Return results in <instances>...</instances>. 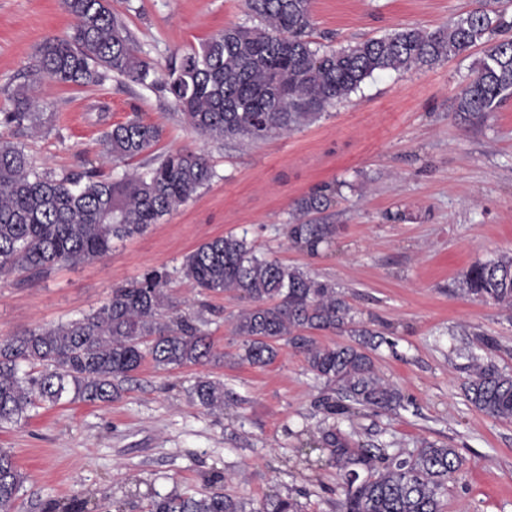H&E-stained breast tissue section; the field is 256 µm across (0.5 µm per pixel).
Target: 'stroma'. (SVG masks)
<instances>
[{
	"instance_id": "35a3bbf8",
	"label": "stroma",
	"mask_w": 512,
	"mask_h": 512,
	"mask_svg": "<svg viewBox=\"0 0 512 512\" xmlns=\"http://www.w3.org/2000/svg\"><path fill=\"white\" fill-rule=\"evenodd\" d=\"M482 2L500 12L501 37L512 38V0H311L309 38L336 49L401 28L433 29ZM109 3L161 73L172 55L254 23L244 0ZM71 25L61 0H0V112L12 109L39 44ZM483 55L479 45L431 68L374 75L313 124L259 143L200 139L171 97L123 78L35 86L46 124L19 141L43 168L111 173L101 136L138 112L162 129L154 154L204 152L215 176L103 259L40 277L0 276V337L78 317L113 287L163 268L182 312L207 305L203 330L224 361L166 369L148 361L112 403H66L0 429V448L27 476L14 512H62L76 500L87 512H148L150 492L210 488L248 512L276 495L297 498L304 512H338L335 467L327 453L303 448L332 424L354 444L391 453L425 439L458 448L463 465L448 480L445 512H512V421L483 415L464 394L469 355L512 371V312L456 293L470 266L512 251V98L481 124L456 113ZM328 185L339 234L312 254L291 247L285 226L294 201ZM229 233L346 294L356 322L383 339L375 369L400 389V408L328 414L335 391L286 346L262 369L237 362L232 320L245 301L200 295L179 272L187 253ZM203 375L223 381V411L193 398Z\"/></svg>"
}]
</instances>
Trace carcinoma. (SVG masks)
<instances>
[{
	"instance_id": "cac0c4a2",
	"label": "carcinoma",
	"mask_w": 512,
	"mask_h": 512,
	"mask_svg": "<svg viewBox=\"0 0 512 512\" xmlns=\"http://www.w3.org/2000/svg\"><path fill=\"white\" fill-rule=\"evenodd\" d=\"M74 23L61 38L38 49L30 82L17 86L13 109L0 113V274H46L55 267L97 260L112 242L159 223L207 186L213 176L202 154L168 152L143 172L102 178L57 174L37 165L14 136L42 125L33 111L31 85L47 79L67 86H96L116 75L168 92L189 130L222 142L266 141L319 119L379 72L432 67L489 44L475 77L458 97L456 111L479 123L512 97V39L493 40L501 15L485 7L434 30L403 28L338 49L306 39L311 0H246L254 27L232 26L199 48L175 55L164 77L142 57L125 19L107 0H62ZM161 128L134 113L101 137L112 161L126 164L149 154ZM331 197L320 190L295 201L287 237L292 247L314 252L333 241L339 225L325 212ZM180 274L201 294L231 293L249 301L235 317L242 338L240 361L264 368L281 345L304 358L306 369L336 386L330 414L394 411L403 396L375 371L370 332L355 322L345 294L302 268L256 253L246 239L215 237L185 256ZM169 274L151 269L112 288L96 310L78 318L0 339V428L30 418L45 405L81 401L106 404L146 361L157 367L218 363L224 355L202 334V314H182L166 293ZM464 297L512 310V253L473 265L460 281ZM319 332L359 336L355 344L322 345ZM465 383L480 413L512 420V375L471 358ZM192 395L209 408L224 407V383L201 376ZM309 447L329 450L343 498L340 512H443L448 475L462 460L456 449L424 440L407 454L355 448L332 425ZM25 481L11 451L0 448V512H13ZM151 512H246L245 503L220 491L199 498L154 494ZM260 512H300L296 499L270 498Z\"/></svg>"
}]
</instances>
